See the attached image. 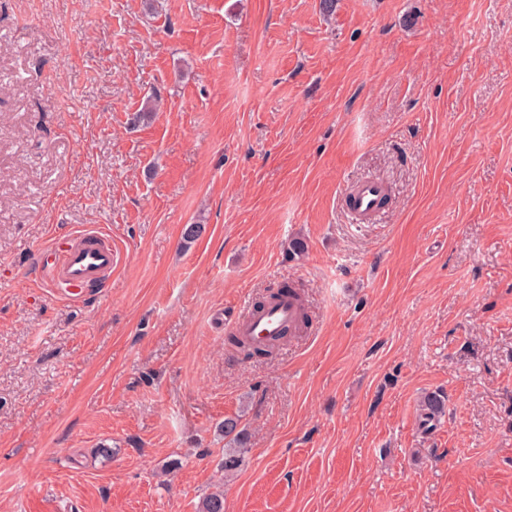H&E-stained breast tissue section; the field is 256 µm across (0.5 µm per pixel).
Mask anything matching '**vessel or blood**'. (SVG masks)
Segmentation results:
<instances>
[{"instance_id":"vessel-or-blood-1","label":"vessel or blood","mask_w":512,"mask_h":512,"mask_svg":"<svg viewBox=\"0 0 512 512\" xmlns=\"http://www.w3.org/2000/svg\"><path fill=\"white\" fill-rule=\"evenodd\" d=\"M387 193L382 180L365 178L350 187L345 201L356 221L363 222L381 212ZM113 263L111 242L95 230L55 240L33 258L35 271L45 273L52 287L62 289L72 300L82 299L85 288L111 272ZM298 317L296 301L284 297L261 310L255 309L253 303H245L242 310L230 316L228 326L239 335L266 341L275 339L283 330H295Z\"/></svg>"}]
</instances>
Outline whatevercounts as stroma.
<instances>
[{
  "instance_id": "35a3bbf8",
  "label": "stroma",
  "mask_w": 512,
  "mask_h": 512,
  "mask_svg": "<svg viewBox=\"0 0 512 512\" xmlns=\"http://www.w3.org/2000/svg\"><path fill=\"white\" fill-rule=\"evenodd\" d=\"M88 228L117 261L69 300L32 257ZM285 281L308 327L238 358L226 316ZM217 490L512 512V0H0V512ZM387 193V185L382 180L364 178L350 187L345 201L356 221L361 223L381 212V202ZM224 434V461L225 477L237 473L243 463V454L249 441V433L242 425L240 417L224 418L220 426Z\"/></svg>"
}]
</instances>
